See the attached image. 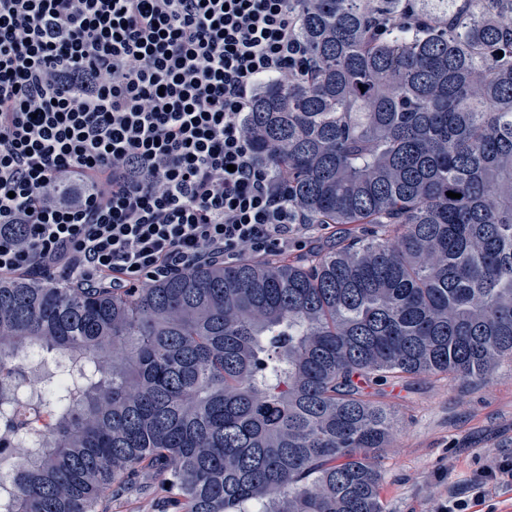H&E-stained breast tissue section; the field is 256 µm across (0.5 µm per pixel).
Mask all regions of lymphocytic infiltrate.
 Segmentation results:
<instances>
[{"label":"lymphocytic infiltrate","instance_id":"lymphocytic-infiltrate-1","mask_svg":"<svg viewBox=\"0 0 512 512\" xmlns=\"http://www.w3.org/2000/svg\"><path fill=\"white\" fill-rule=\"evenodd\" d=\"M302 60L293 0H0V271L124 289L302 250L324 228L244 132Z\"/></svg>","mask_w":512,"mask_h":512}]
</instances>
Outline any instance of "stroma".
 Returning <instances> with one entry per match:
<instances>
[{
  "instance_id": "1",
  "label": "stroma",
  "mask_w": 512,
  "mask_h": 512,
  "mask_svg": "<svg viewBox=\"0 0 512 512\" xmlns=\"http://www.w3.org/2000/svg\"><path fill=\"white\" fill-rule=\"evenodd\" d=\"M373 397L395 411L397 424L378 464L384 512H441L449 495L471 497L477 482L486 496L477 512H512V484L489 480L501 459L512 461V360L475 386L422 374L373 386ZM156 476L139 469L122 495L106 499L105 512H159Z\"/></svg>"
}]
</instances>
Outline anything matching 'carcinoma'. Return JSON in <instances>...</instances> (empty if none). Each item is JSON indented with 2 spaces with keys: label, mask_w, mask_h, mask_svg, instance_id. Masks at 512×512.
I'll return each mask as SVG.
<instances>
[{
  "label": "carcinoma",
  "mask_w": 512,
  "mask_h": 512,
  "mask_svg": "<svg viewBox=\"0 0 512 512\" xmlns=\"http://www.w3.org/2000/svg\"><path fill=\"white\" fill-rule=\"evenodd\" d=\"M413 2L294 0L310 65L245 115L333 244L122 291L0 275V512H101L140 467L175 512H384L367 388L512 357V0ZM32 349L76 381L25 396Z\"/></svg>",
  "instance_id": "cac0c4a2"
}]
</instances>
